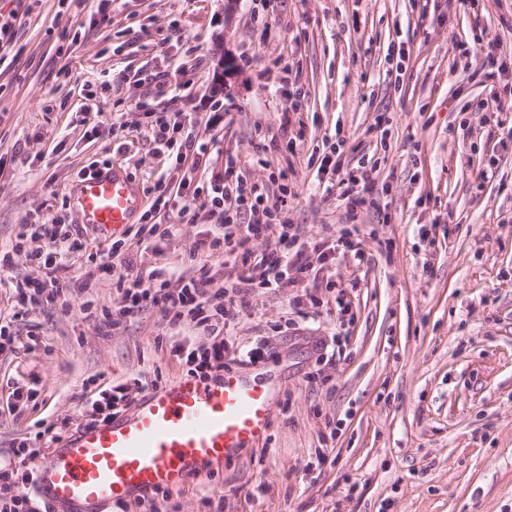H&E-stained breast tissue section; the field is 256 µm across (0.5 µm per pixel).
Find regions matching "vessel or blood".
<instances>
[{
	"label": "vessel or blood",
	"mask_w": 512,
	"mask_h": 512,
	"mask_svg": "<svg viewBox=\"0 0 512 512\" xmlns=\"http://www.w3.org/2000/svg\"><path fill=\"white\" fill-rule=\"evenodd\" d=\"M83 223L99 239L123 235L141 198L117 167H97L78 187ZM275 387L227 372L182 376L144 394L131 414L80 429L35 465V491L51 512H108L237 461L263 442Z\"/></svg>",
	"instance_id": "vessel-or-blood-1"
}]
</instances>
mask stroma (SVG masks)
I'll return each mask as SVG.
<instances>
[{
  "label": "stroma",
  "mask_w": 512,
  "mask_h": 512,
  "mask_svg": "<svg viewBox=\"0 0 512 512\" xmlns=\"http://www.w3.org/2000/svg\"><path fill=\"white\" fill-rule=\"evenodd\" d=\"M491 41L512 58V0H40L0 65L1 248L40 246L23 224L57 216L95 244L75 206L94 162L125 171L149 209L147 188L176 175L154 151L150 111L199 121L222 109L202 134L218 141L211 170L230 156L271 196L287 183L284 215L302 238L361 229L360 257L330 262L336 290L316 288L319 305L296 288L246 294L232 333L267 337L269 351L228 367L278 378L266 442L130 512H512V105L493 104L512 69L492 74ZM226 50L228 92L215 73ZM159 72L182 91L159 92ZM380 114L384 138L371 129ZM100 121L124 125L123 143L92 136ZM328 154L337 167L320 170ZM362 166L375 189L351 220L333 184ZM201 230L179 225L139 249V267L195 275ZM68 299L31 305L16 349L0 353L1 465L22 442L45 458L54 443L37 431L76 432L94 392L139 371L185 373L172 353L184 332L159 308L114 329L83 319L88 300L121 307L111 277L71 282ZM18 385L29 399L11 400Z\"/></svg>",
  "instance_id": "obj_1"
}]
</instances>
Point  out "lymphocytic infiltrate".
Instances as JSON below:
<instances>
[{
	"mask_svg": "<svg viewBox=\"0 0 512 512\" xmlns=\"http://www.w3.org/2000/svg\"><path fill=\"white\" fill-rule=\"evenodd\" d=\"M150 128L158 149L168 152L175 169L181 171L180 180L159 177L149 188L153 202L141 223L131 225L125 238L112 241L103 250L89 248L85 241L63 232L60 219L42 225V236L49 246L29 255L40 275L16 282L19 309L11 317L0 318V351L13 349L16 343L12 326L21 317V307L34 302L51 304L64 296L67 284L60 276L62 266L58 256L68 254L76 259L85 256L91 262L84 271L86 277H93L98 271L115 274L116 289L122 296L118 317L126 318L157 307L169 325H187L208 332V344L178 345L173 349L179 362L186 365L188 374L206 378L211 371L223 368L226 353H233L244 364L257 363L266 353L264 339L232 351L226 339L218 334L220 324L234 319L240 309L246 308V301L240 298L244 288L254 284L285 288L318 277L336 249L353 251L354 239L360 233L358 225H344L333 246L301 241L291 224L278 221L275 211L267 206L264 186L250 181L233 167L210 174L204 180L196 179L209 145L200 141L195 121L186 114L152 113ZM170 214L182 222L205 224L204 234L192 255L203 259L223 257L230 273L222 291L210 292L209 280L203 274L171 281L140 273L132 248L174 235L175 226L165 221ZM259 237L268 241L269 249L258 255L251 243ZM143 388L142 379L137 378L100 390L85 407L89 422L104 421L122 412L128 407L132 393ZM14 454L19 469L0 470V512H41L39 503L26 491L27 485L34 481V471L28 466L25 446L15 448Z\"/></svg>",
	"mask_w": 512,
	"mask_h": 512,
	"instance_id": "obj_1",
	"label": "lymphocytic infiltrate"
}]
</instances>
